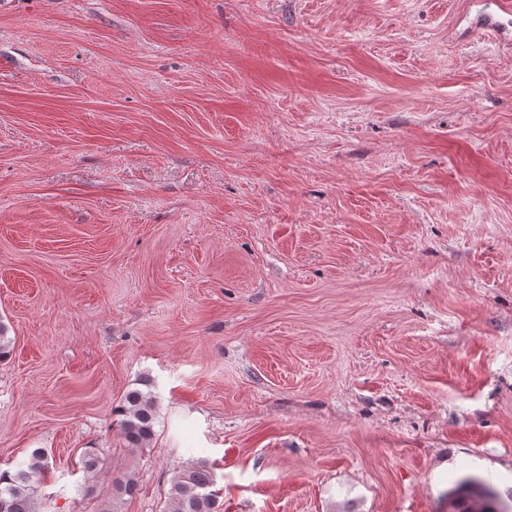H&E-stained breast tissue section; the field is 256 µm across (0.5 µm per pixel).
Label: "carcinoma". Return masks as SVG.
<instances>
[{
    "label": "carcinoma",
    "mask_w": 512,
    "mask_h": 512,
    "mask_svg": "<svg viewBox=\"0 0 512 512\" xmlns=\"http://www.w3.org/2000/svg\"><path fill=\"white\" fill-rule=\"evenodd\" d=\"M156 400L139 389L127 392L118 409L120 427L129 445L143 448L155 435ZM50 469L48 453L35 448L16 468L0 469V512H40L38 484ZM212 466L200 460L177 471L171 480L168 512H221ZM448 512H505L494 490L467 477L448 493Z\"/></svg>",
    "instance_id": "obj_1"
}]
</instances>
